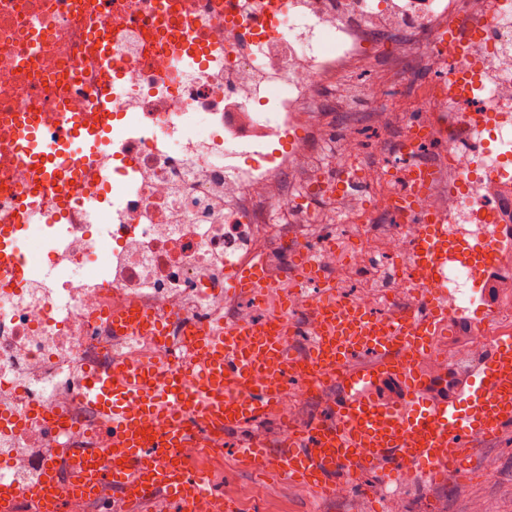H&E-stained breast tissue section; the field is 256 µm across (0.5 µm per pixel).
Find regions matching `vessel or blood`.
<instances>
[{"label":"vessel or blood","instance_id":"obj_1","mask_svg":"<svg viewBox=\"0 0 512 512\" xmlns=\"http://www.w3.org/2000/svg\"><path fill=\"white\" fill-rule=\"evenodd\" d=\"M8 121L10 133L0 154L32 168L35 183L56 190L60 207H68L73 192L64 178L88 137L99 133V113L52 112L35 120L13 112ZM399 206L417 239L418 316L379 321L360 307L343 308L325 299L319 336L310 345L313 377L322 378L360 352L373 363L344 374L328 416L287 436L280 451L258 439L240 442L233 454L242 467L292 477L317 496L325 495L338 476L351 478L367 468L403 462L435 479L452 474L462 480L474 442L512 424V337L496 342L457 399H449L447 379L433 381L421 371L431 341L448 331V300L437 282L449 259L464 262L474 288H481L496 241L460 247L449 238L440 214H418L409 197ZM43 209V196L33 193L9 222L1 221L0 251L19 254L16 223L33 221ZM224 285L257 302L274 288L258 263L225 270ZM297 334L279 317L263 328L249 320L196 328L189 359L177 370L164 372L133 359L92 374L85 398L98 411L110 445L96 449L93 461L85 464L92 479L81 482L80 491L112 486L126 505L144 504L158 492L175 512H202L213 494L209 478L187 471L179 448L209 428L233 429L269 417L296 378L288 360ZM388 378L400 383V399L380 396L378 387ZM34 494L50 502L52 512H65L70 498L47 472Z\"/></svg>","mask_w":512,"mask_h":512}]
</instances>
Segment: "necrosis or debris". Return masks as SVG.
Returning <instances> with one entry per match:
<instances>
[{
	"label": "necrosis or debris",
	"mask_w": 512,
	"mask_h": 512,
	"mask_svg": "<svg viewBox=\"0 0 512 512\" xmlns=\"http://www.w3.org/2000/svg\"><path fill=\"white\" fill-rule=\"evenodd\" d=\"M95 26L116 34L124 97L100 134L98 175L77 187L94 211L46 195L43 223L19 229L36 256L0 272V474L31 484L49 466L69 484L72 457L103 445L88 375L132 357L186 360L188 326L232 318L225 265L276 268L264 305L300 303L307 337L329 287L384 320L417 311L415 235L397 206L414 164L431 172L419 211H439L459 242L503 243L491 317L471 342L432 346L435 372L512 335V0H288L273 13L260 0H0V115L95 111ZM453 66L468 84L449 78ZM346 84L353 111L389 136L336 152ZM417 119L430 134L407 156ZM299 156L309 174L297 181ZM349 196L359 204L334 212V233H313L316 202ZM282 238L324 279L299 283ZM131 306L166 340L114 334L113 315ZM334 388L298 379L277 405L281 425L300 426L304 405L324 407ZM59 438L67 454L54 460L45 450Z\"/></svg>",
	"instance_id": "4bbe7bcc"
}]
</instances>
